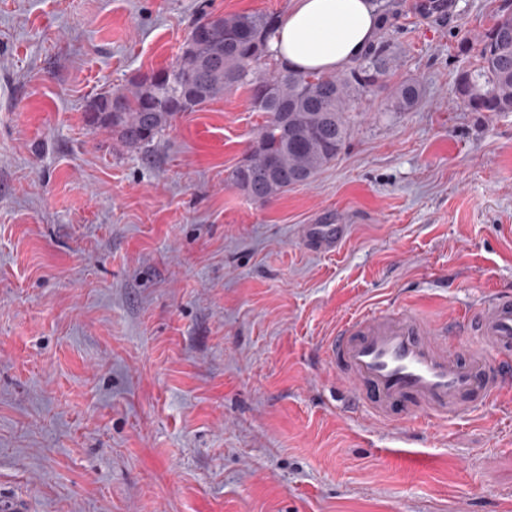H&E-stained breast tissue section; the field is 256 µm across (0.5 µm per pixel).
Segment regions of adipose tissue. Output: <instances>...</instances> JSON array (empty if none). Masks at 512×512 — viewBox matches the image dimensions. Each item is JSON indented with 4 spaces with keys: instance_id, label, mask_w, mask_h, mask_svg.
<instances>
[{
    "instance_id": "1",
    "label": "adipose tissue",
    "mask_w": 512,
    "mask_h": 512,
    "mask_svg": "<svg viewBox=\"0 0 512 512\" xmlns=\"http://www.w3.org/2000/svg\"><path fill=\"white\" fill-rule=\"evenodd\" d=\"M381 23L372 0H294L269 49L294 70L333 72L364 56Z\"/></svg>"
}]
</instances>
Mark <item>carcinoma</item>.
Masks as SVG:
<instances>
[{"mask_svg": "<svg viewBox=\"0 0 512 512\" xmlns=\"http://www.w3.org/2000/svg\"><path fill=\"white\" fill-rule=\"evenodd\" d=\"M279 16L247 12L197 22L169 67L88 101L86 123L106 128L128 150L150 145L183 112L246 87L256 112L266 115L232 185L256 203L310 182L335 161L349 134L350 103L383 86L393 53L388 43L342 74L291 69L272 58L268 42ZM475 63L455 83L474 112H512V13L501 15L474 48ZM421 96L405 82L389 111L409 112Z\"/></svg>", "mask_w": 512, "mask_h": 512, "instance_id": "1", "label": "carcinoma"}]
</instances>
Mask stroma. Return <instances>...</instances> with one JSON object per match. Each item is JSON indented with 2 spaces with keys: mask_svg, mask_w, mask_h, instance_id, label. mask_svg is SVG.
I'll use <instances>...</instances> for the list:
<instances>
[{
  "mask_svg": "<svg viewBox=\"0 0 512 512\" xmlns=\"http://www.w3.org/2000/svg\"><path fill=\"white\" fill-rule=\"evenodd\" d=\"M397 54L338 158L260 204L238 89L148 152L85 121L213 15L293 0H0V499L27 512H512V399L401 430L324 354L393 305L512 289V112L454 93L512 0H375ZM420 83L411 112L387 105ZM306 224L340 226L315 250Z\"/></svg>",
  "mask_w": 512,
  "mask_h": 512,
  "instance_id": "35a3bbf8",
  "label": "stroma"
}]
</instances>
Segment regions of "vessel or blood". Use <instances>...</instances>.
<instances>
[{
    "instance_id": "obj_1",
    "label": "vessel or blood",
    "mask_w": 512,
    "mask_h": 512,
    "mask_svg": "<svg viewBox=\"0 0 512 512\" xmlns=\"http://www.w3.org/2000/svg\"><path fill=\"white\" fill-rule=\"evenodd\" d=\"M457 334L475 341L449 343ZM327 353L354 406L386 425H397L398 407L409 403L432 421L476 411L512 383V291L491 292L471 317L442 326L417 311H366L340 326Z\"/></svg>"
}]
</instances>
